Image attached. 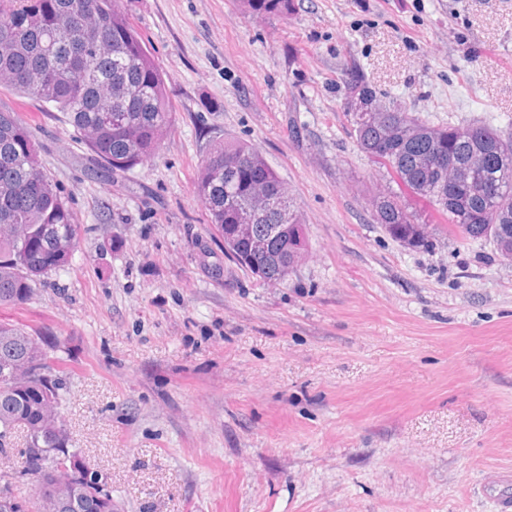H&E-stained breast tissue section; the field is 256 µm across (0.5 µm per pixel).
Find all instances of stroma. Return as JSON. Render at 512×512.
<instances>
[{
  "mask_svg": "<svg viewBox=\"0 0 512 512\" xmlns=\"http://www.w3.org/2000/svg\"><path fill=\"white\" fill-rule=\"evenodd\" d=\"M166 79L157 154L113 176L55 109L0 88L35 134L80 243L0 320L47 337L72 445L123 512H497L512 473V261L449 233L412 250L376 224L394 189L337 81L434 125L512 136V0H118ZM258 149L309 238L266 284L224 254L195 183L211 145ZM243 13L287 18L295 10V0H240Z\"/></svg>",
  "mask_w": 512,
  "mask_h": 512,
  "instance_id": "1",
  "label": "stroma"
}]
</instances>
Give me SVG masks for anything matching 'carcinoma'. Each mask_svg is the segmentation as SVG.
Segmentation results:
<instances>
[{
  "mask_svg": "<svg viewBox=\"0 0 512 512\" xmlns=\"http://www.w3.org/2000/svg\"><path fill=\"white\" fill-rule=\"evenodd\" d=\"M243 12L288 17L295 0H240ZM0 85L61 112L97 163L108 174L128 171L153 157L173 112L164 73L117 0H0ZM344 90L358 88L378 121L368 113L352 117L357 144L367 155L382 149L392 158L399 182L447 216L452 230L472 240L490 241L496 253L512 259V137L491 123L434 126L407 108L382 101L356 64L341 69ZM498 139L504 159L469 177L481 141ZM452 149L443 166L426 161ZM445 181H458L478 218L464 226L443 206L438 194ZM235 204L226 205L227 189ZM196 194L205 221L220 225L224 244H232L235 225L243 223L249 203L272 198L277 209L251 214L261 234L273 224L295 225L292 240H273L248 249L239 243L236 264L258 268L271 283L288 278L308 251L307 227L294 209L288 189L253 146L237 139L215 144L203 161ZM373 216L389 237L409 248L429 249L434 235L420 223L403 197L380 192L372 197ZM81 226L53 179L42 166L38 144L25 123L0 109V306L27 303L52 272L68 265ZM48 341L0 321V361L12 372L0 381V451L24 433L22 469L40 475L37 512H58L62 498H88L83 476L88 466L72 451L74 464L56 466L53 455L69 446L60 411L61 384L47 363ZM87 512H122L112 492L93 498Z\"/></svg>",
  "mask_w": 512,
  "mask_h": 512,
  "instance_id": "cac0c4a2",
  "label": "carcinoma"
}]
</instances>
